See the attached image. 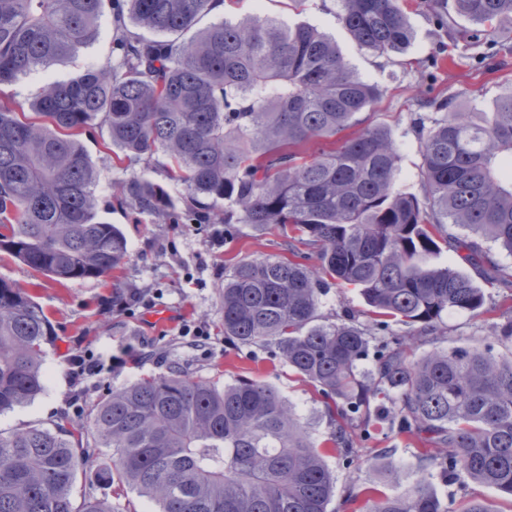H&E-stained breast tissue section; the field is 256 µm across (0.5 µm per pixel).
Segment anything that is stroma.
Returning a JSON list of instances; mask_svg holds the SVG:
<instances>
[{
  "label": "stroma",
  "instance_id": "stroma-1",
  "mask_svg": "<svg viewBox=\"0 0 512 512\" xmlns=\"http://www.w3.org/2000/svg\"><path fill=\"white\" fill-rule=\"evenodd\" d=\"M441 0H406L405 11L412 40L403 54L379 56L358 50L338 21L337 0H224V14L233 18L262 15L288 24H309L331 35L351 67L360 76L377 83L382 95L371 110L362 112L366 123L390 129L400 152V188L421 194L418 173L422 164L419 123H432L435 112L422 108L427 88H435L458 107L492 111L497 100L512 94V24L509 37L494 45V64L480 61L479 49L453 44L447 30L432 18L442 10ZM117 31L110 17L102 19V33L91 47L49 67L39 68L0 86V101L29 105L42 86L65 82L81 74L92 62L105 61ZM106 133L88 128L81 141L100 174L102 194L112 193L126 174L142 171L143 161L112 164L104 149ZM99 219L120 225L130 244V256L118 280L111 278L55 283L0 252V278L29 288L53 324L56 339L46 347L43 368L46 389L29 404L0 414V432L61 418L87 421L94 403L107 391L149 374H162L179 366L194 378L220 379L231 384L242 378L259 379L274 386L282 398L327 439L336 423L322 396L305 380L294 375L271 350L237 348L224 338L221 294L225 269L231 258H277L285 253L286 232L278 225L261 228L250 224L226 227L223 213L208 224H168L163 220L132 217L121 208L100 210ZM120 289L123 303L113 306L112 291ZM487 314L445 317L438 335L418 343L416 356L453 346L482 343L494 354L510 355L493 334L501 317L497 307L502 288L485 289ZM366 306L353 288H329L322 298L323 321L352 315L366 321ZM202 328L199 336H187L183 326ZM98 359L99 375L79 374L77 356ZM368 443H357L353 458L325 448V461L336 482L332 512H348L349 492L377 491L394 494L427 478L450 512H462L470 502H482L488 512H512V499L467 478L449 484L436 468H424L422 445L401 431L397 424L372 419Z\"/></svg>",
  "mask_w": 512,
  "mask_h": 512
}]
</instances>
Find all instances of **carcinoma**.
<instances>
[{
    "instance_id": "carcinoma-1",
    "label": "carcinoma",
    "mask_w": 512,
    "mask_h": 512,
    "mask_svg": "<svg viewBox=\"0 0 512 512\" xmlns=\"http://www.w3.org/2000/svg\"><path fill=\"white\" fill-rule=\"evenodd\" d=\"M212 0H0V85L76 54L101 35L104 9L118 32L112 53L76 78L45 84L32 118L0 104V251L50 280L97 279L129 256L126 235L97 219L98 173L79 136L106 130L116 159L161 167L182 189L131 173L113 191L133 214L170 224L291 225V257L236 261L224 275V337L262 346L331 400L344 423L327 442L347 456L352 430L383 396V414L434 448L426 460L512 498V359L476 344L414 358L443 317L484 314L466 274L428 262L448 246L510 290L512 273L478 239L512 257V95L492 117L446 97L419 128L422 196L397 187L399 148L363 124L380 87L354 73L318 28L255 16L200 20ZM358 49L398 54L411 32L400 0H338ZM478 25L455 32L466 48L490 25L512 22V0H451ZM137 31H131L127 25ZM466 230L448 231V226ZM320 266L293 260L296 244ZM358 289L382 337L356 318L319 322L331 282ZM399 329L390 328V324ZM53 327L31 291L0 278V414L44 389ZM372 362L363 374L361 366ZM119 481L158 512H327L334 479L295 409L264 381L222 385L172 369L112 389L87 426H26L0 433V512H112L79 476ZM368 512H449L426 478L374 500Z\"/></svg>"
}]
</instances>
